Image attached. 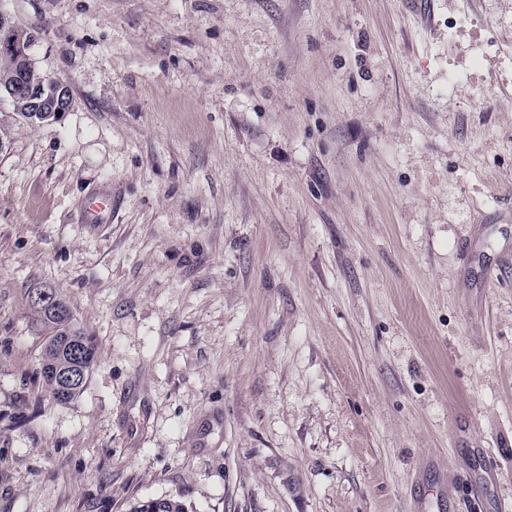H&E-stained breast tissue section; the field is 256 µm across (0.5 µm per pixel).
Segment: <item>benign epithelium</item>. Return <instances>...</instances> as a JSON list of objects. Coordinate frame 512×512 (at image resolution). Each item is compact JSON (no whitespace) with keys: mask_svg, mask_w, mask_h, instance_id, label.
Returning a JSON list of instances; mask_svg holds the SVG:
<instances>
[{"mask_svg":"<svg viewBox=\"0 0 512 512\" xmlns=\"http://www.w3.org/2000/svg\"><path fill=\"white\" fill-rule=\"evenodd\" d=\"M15 30L16 27L0 12V32L11 38L10 45L0 51V57L15 58L5 79L10 97L16 99L27 112L49 111L55 116L67 111L70 104L67 86L60 80L50 78L45 82H37L33 76L35 65L30 49L37 42L39 32L29 29L25 35L16 38Z\"/></svg>","mask_w":512,"mask_h":512,"instance_id":"obj_1","label":"benign epithelium"}]
</instances>
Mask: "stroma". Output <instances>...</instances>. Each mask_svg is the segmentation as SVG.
Listing matches in <instances>:
<instances>
[{
	"instance_id": "obj_1",
	"label": "stroma",
	"mask_w": 512,
	"mask_h": 512,
	"mask_svg": "<svg viewBox=\"0 0 512 512\" xmlns=\"http://www.w3.org/2000/svg\"><path fill=\"white\" fill-rule=\"evenodd\" d=\"M0 512H499L512 0H0ZM110 197L94 216L85 202ZM99 349L41 375L30 292ZM14 27L10 20L0 12V32L11 38L10 47L5 43V47L0 52L2 59L15 57V62L11 65L9 73L6 76L5 83L8 86L9 95L16 99L25 112H21L18 106L12 102L13 109L17 115L29 121H48L53 116L57 119L58 112H67L70 104V96L67 86L60 80L47 78L45 82L35 81L32 73H35L30 54L31 47L37 42L39 32L36 29L26 30L25 35L20 38L14 36ZM49 84L53 90L47 93ZM52 96L53 105L50 108L44 106V97ZM34 112V114L32 113ZM51 112L52 117L48 116ZM130 512H189L187 505L175 498H162L135 502Z\"/></svg>"
}]
</instances>
